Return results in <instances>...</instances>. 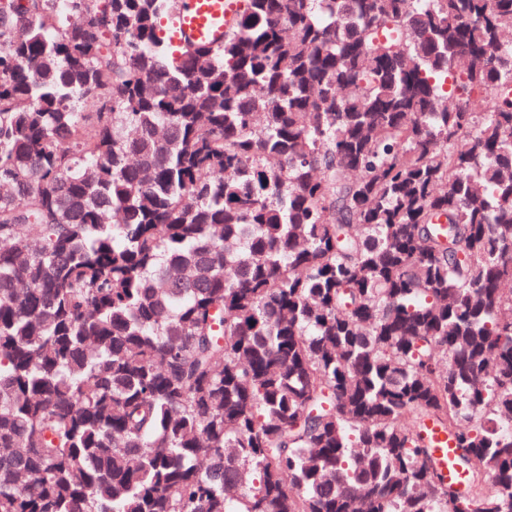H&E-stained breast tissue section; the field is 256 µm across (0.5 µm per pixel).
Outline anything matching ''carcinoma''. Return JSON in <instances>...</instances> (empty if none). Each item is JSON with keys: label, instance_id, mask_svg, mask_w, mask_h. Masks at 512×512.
Segmentation results:
<instances>
[{"label": "carcinoma", "instance_id": "1", "mask_svg": "<svg viewBox=\"0 0 512 512\" xmlns=\"http://www.w3.org/2000/svg\"><path fill=\"white\" fill-rule=\"evenodd\" d=\"M181 2L0 0V512H512V0ZM239 8V0H189V7L175 25L173 43L207 46L224 43V22ZM432 437L436 443V455L444 470L448 473V482L460 484L464 477L459 467L454 463L456 449L451 441H448V436L443 432L432 428Z\"/></svg>", "mask_w": 512, "mask_h": 512}]
</instances>
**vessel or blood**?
<instances>
[{"label": "vessel or blood", "instance_id": "obj_1", "mask_svg": "<svg viewBox=\"0 0 512 512\" xmlns=\"http://www.w3.org/2000/svg\"><path fill=\"white\" fill-rule=\"evenodd\" d=\"M240 8V0H189L175 25L172 36L174 44L217 46L224 41V22ZM436 455L448 479L461 483L463 474L455 463L456 450L451 441L441 431H433Z\"/></svg>", "mask_w": 512, "mask_h": 512}]
</instances>
